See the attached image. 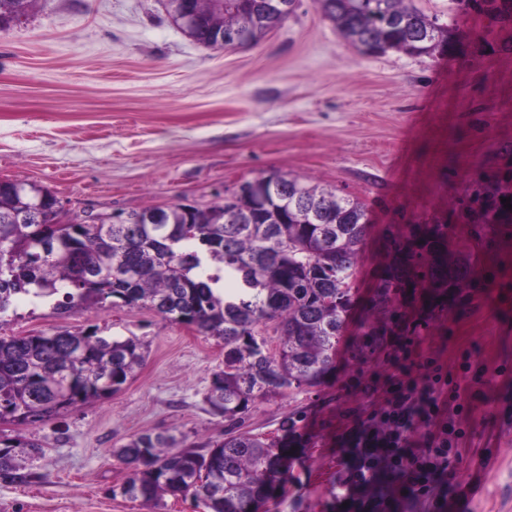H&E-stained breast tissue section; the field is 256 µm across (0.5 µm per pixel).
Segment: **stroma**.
Segmentation results:
<instances>
[{
  "label": "stroma",
  "instance_id": "1",
  "mask_svg": "<svg viewBox=\"0 0 512 512\" xmlns=\"http://www.w3.org/2000/svg\"><path fill=\"white\" fill-rule=\"evenodd\" d=\"M480 12L457 19L443 54L367 56L316 0L261 44L211 50L172 19L166 0H34L0 28V180L49 188L67 223L175 203L208 207L240 182L272 172L309 179L362 202L371 221L355 299L321 386L256 403L244 427L288 433V481L260 512H357L354 446L391 395L390 363L407 321L401 301L360 353L358 325L391 260L389 231L437 220L449 249L484 254L479 286L429 322L417 351L440 361L449 385L471 379L459 459L430 494L397 495L388 512H512V229L476 245L457 201L473 176L512 150V26L483 41ZM18 298L1 336L98 326L135 336L144 364L122 390L35 426L0 433L39 440L40 478L0 481V512H203L191 499L160 504L116 495L127 439L167 430L193 447L224 435L204 395L224 345L140 306L53 310Z\"/></svg>",
  "mask_w": 512,
  "mask_h": 512
}]
</instances>
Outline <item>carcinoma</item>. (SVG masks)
Listing matches in <instances>:
<instances>
[{"instance_id":"carcinoma-1","label":"carcinoma","mask_w":512,"mask_h":512,"mask_svg":"<svg viewBox=\"0 0 512 512\" xmlns=\"http://www.w3.org/2000/svg\"><path fill=\"white\" fill-rule=\"evenodd\" d=\"M31 0H12L0 26L25 15ZM224 3V29L211 18ZM325 18L365 55L390 50L431 55L448 44L456 12L441 24L412 0H318ZM479 9L499 25L512 24V0H481ZM201 23L188 31L203 47L219 32L250 30L259 43L288 14L278 0H193ZM309 205L294 203L278 218L222 224L229 203L184 211L161 210L159 224H58L55 195L23 181L0 185V316L16 296L56 298L53 309L84 304L145 306L172 324L224 343V367L214 372L204 400L224 418V438L183 448L167 432L132 435L117 456L128 466V499L161 502L192 498L205 512H257L285 480L290 419L282 437L242 431L238 422L257 402L290 390L317 387L336 356L352 306L356 271L369 219L356 199L288 179ZM466 213L483 242L509 223L512 177L492 188L480 179L469 188ZM35 212L29 222L5 223ZM445 224L431 234L391 241L392 262L376 282L371 313L360 335H371L377 316L392 314L405 288L474 287L477 260L448 261ZM238 284L219 295L211 284ZM145 360L135 336H103L97 328L0 337V423L35 425L122 389ZM42 445L23 436H0V481L29 484Z\"/></svg>"}]
</instances>
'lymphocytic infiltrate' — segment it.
Segmentation results:
<instances>
[{
  "label": "lymphocytic infiltrate",
  "mask_w": 512,
  "mask_h": 512,
  "mask_svg": "<svg viewBox=\"0 0 512 512\" xmlns=\"http://www.w3.org/2000/svg\"><path fill=\"white\" fill-rule=\"evenodd\" d=\"M409 367L423 374L426 385L418 387L413 380L398 383L386 407L373 415L372 431L357 440L362 463L354 486H373L378 471L385 468L406 476L410 492L419 496L434 484L437 472L448 466L460 435L448 416L456 396L449 393L448 377L435 359L413 360ZM418 424L434 426L435 431L426 447L413 450L408 434Z\"/></svg>",
  "instance_id": "lymphocytic-infiltrate-1"
}]
</instances>
